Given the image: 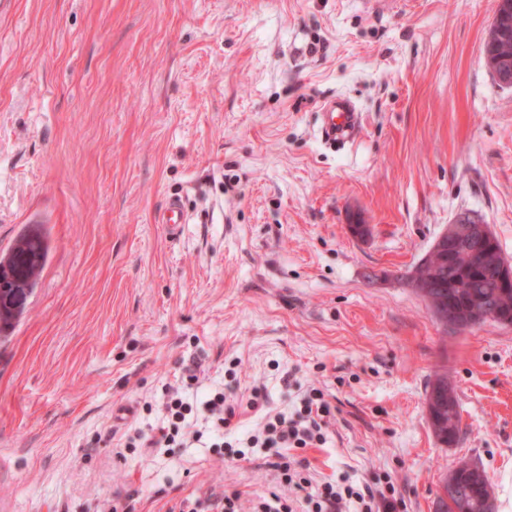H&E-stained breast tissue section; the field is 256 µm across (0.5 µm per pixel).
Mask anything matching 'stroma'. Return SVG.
<instances>
[{
  "label": "stroma",
  "mask_w": 512,
  "mask_h": 512,
  "mask_svg": "<svg viewBox=\"0 0 512 512\" xmlns=\"http://www.w3.org/2000/svg\"><path fill=\"white\" fill-rule=\"evenodd\" d=\"M493 0H11L0 12V253L48 244L0 339V512H244L270 453L127 449L197 370L237 407L224 439L321 389L314 483L391 477L439 512L479 463L512 512V326L444 327L404 283L457 214L512 262V88L484 58ZM350 100L348 139L319 106ZM180 197L190 221L159 219ZM365 224L368 237L349 227ZM445 370L460 413L435 437ZM263 410L248 409L253 389ZM188 223V214L179 197H169L161 213V224H165L170 238H178L182 225ZM431 393H438V401L431 406L429 423L435 437L443 445L456 443L460 432V415L458 403L453 389L448 385L446 373H436L435 378L429 383ZM239 493L233 491L229 494L226 492H222L220 495L214 497V500L210 498L201 500L196 499L195 501H190L188 499L183 500L181 503L180 512H204L207 510H203V504H207V508L214 507L216 512H239Z\"/></svg>",
  "instance_id": "stroma-1"
}]
</instances>
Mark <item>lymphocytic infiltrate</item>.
Returning a JSON list of instances; mask_svg holds the SVG:
<instances>
[{
    "mask_svg": "<svg viewBox=\"0 0 512 512\" xmlns=\"http://www.w3.org/2000/svg\"><path fill=\"white\" fill-rule=\"evenodd\" d=\"M205 405L212 420L210 432L204 436L190 428L188 417L192 408L183 396L182 387H169L163 403L166 416L157 435L150 438V446L171 448L205 437L210 447L223 448L224 429L233 418L234 409L220 391L208 398ZM330 414L322 393L314 389L302 398L299 409L289 415L278 413L267 417L261 431L248 437L249 447L274 451L273 468L284 486L283 491L259 497L257 512H344L348 507L353 512H394L398 498L392 481H385L374 491L330 481L315 488L304 474L306 461L290 456V449L325 444L324 429Z\"/></svg>",
    "mask_w": 512,
    "mask_h": 512,
    "instance_id": "f902f5d3",
    "label": "lymphocytic infiltrate"
}]
</instances>
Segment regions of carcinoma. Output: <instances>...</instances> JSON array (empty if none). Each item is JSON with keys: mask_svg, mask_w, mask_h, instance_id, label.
Segmentation results:
<instances>
[{"mask_svg": "<svg viewBox=\"0 0 512 512\" xmlns=\"http://www.w3.org/2000/svg\"><path fill=\"white\" fill-rule=\"evenodd\" d=\"M47 255V246L36 232L22 237L6 258H0V279L23 268L26 283L37 276ZM427 279L434 284L428 300L437 305L451 298L459 307H465L474 298H482L492 307L512 314V288H502L488 275L484 259L479 254L459 251L453 259L437 256L426 268ZM23 300L12 289L0 290V332H5L19 314ZM429 389L438 393L432 406L429 423L438 441L450 446L456 443L460 432V415L447 374L437 373ZM461 474L450 500L441 501V512H460L464 506L475 512H495L494 492L487 489L488 482L471 481L472 464L462 462Z\"/></svg>", "mask_w": 512, "mask_h": 512, "instance_id": "carcinoma-1", "label": "carcinoma"}]
</instances>
